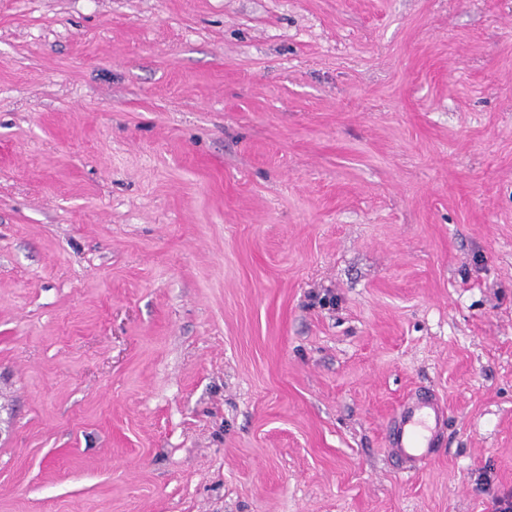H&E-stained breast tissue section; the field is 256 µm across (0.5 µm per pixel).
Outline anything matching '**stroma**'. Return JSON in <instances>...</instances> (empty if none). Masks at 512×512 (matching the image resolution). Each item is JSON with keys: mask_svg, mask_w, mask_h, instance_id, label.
<instances>
[{"mask_svg": "<svg viewBox=\"0 0 512 512\" xmlns=\"http://www.w3.org/2000/svg\"><path fill=\"white\" fill-rule=\"evenodd\" d=\"M506 492L512 0H0V512ZM448 426L446 405L429 392L407 398L388 427V450L410 472L430 462Z\"/></svg>", "mask_w": 512, "mask_h": 512, "instance_id": "1", "label": "stroma"}]
</instances>
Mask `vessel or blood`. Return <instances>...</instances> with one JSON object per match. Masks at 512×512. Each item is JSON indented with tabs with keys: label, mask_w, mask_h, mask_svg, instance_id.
Returning a JSON list of instances; mask_svg holds the SVG:
<instances>
[{
	"label": "vessel or blood",
	"mask_w": 512,
	"mask_h": 512,
	"mask_svg": "<svg viewBox=\"0 0 512 512\" xmlns=\"http://www.w3.org/2000/svg\"><path fill=\"white\" fill-rule=\"evenodd\" d=\"M448 426L445 404L429 392L407 398L388 427V450L404 470L430 462Z\"/></svg>",
	"instance_id": "1"
}]
</instances>
